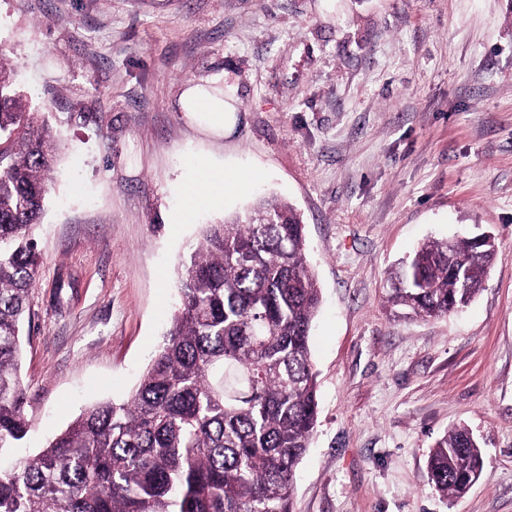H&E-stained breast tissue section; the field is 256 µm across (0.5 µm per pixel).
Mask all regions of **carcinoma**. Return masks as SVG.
Segmentation results:
<instances>
[{"label":"carcinoma","instance_id":"1","mask_svg":"<svg viewBox=\"0 0 512 512\" xmlns=\"http://www.w3.org/2000/svg\"><path fill=\"white\" fill-rule=\"evenodd\" d=\"M0 50V452L30 431L20 376L41 256L33 231L57 145L18 109ZM253 216L209 224L179 271V306L127 401L97 402L33 456L0 465V512H294L298 466L318 417L309 344L321 303L306 225L261 199ZM495 250L428 240L390 273L388 303L437 318L466 307ZM483 468L466 428L436 440L432 488L465 494Z\"/></svg>","mask_w":512,"mask_h":512}]
</instances>
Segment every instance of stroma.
Here are the masks:
<instances>
[{
    "mask_svg": "<svg viewBox=\"0 0 512 512\" xmlns=\"http://www.w3.org/2000/svg\"><path fill=\"white\" fill-rule=\"evenodd\" d=\"M0 47L60 152L37 230L24 454L128 398L188 244L259 192L301 213L323 294L296 512H512V0H0ZM218 74L240 109L228 138L178 107L187 82ZM202 159L262 177L166 223ZM485 232L495 261L462 312L388 303L417 243ZM462 426L483 472L446 500L426 462Z\"/></svg>",
    "mask_w": 512,
    "mask_h": 512,
    "instance_id": "stroma-1",
    "label": "stroma"
}]
</instances>
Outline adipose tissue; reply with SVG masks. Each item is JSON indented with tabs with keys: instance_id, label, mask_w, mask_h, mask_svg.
I'll return each instance as SVG.
<instances>
[{
	"instance_id": "1",
	"label": "adipose tissue",
	"mask_w": 512,
	"mask_h": 512,
	"mask_svg": "<svg viewBox=\"0 0 512 512\" xmlns=\"http://www.w3.org/2000/svg\"><path fill=\"white\" fill-rule=\"evenodd\" d=\"M178 104L188 123L209 136L230 135L239 120L236 97L226 91H215L209 82L185 85ZM256 177L252 170H227L204 161L198 162L180 189L181 202L168 214V223H190L197 211L222 205L228 197L243 191Z\"/></svg>"
}]
</instances>
